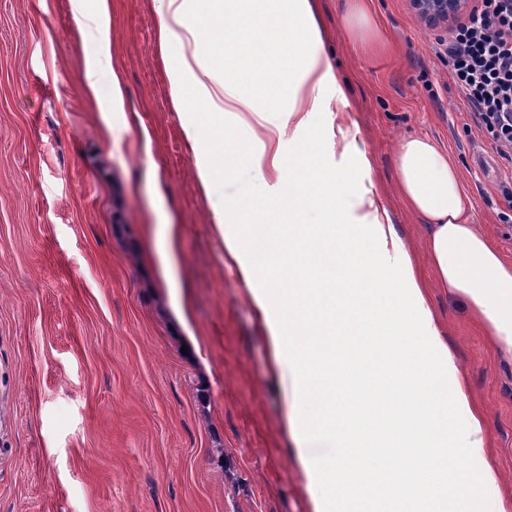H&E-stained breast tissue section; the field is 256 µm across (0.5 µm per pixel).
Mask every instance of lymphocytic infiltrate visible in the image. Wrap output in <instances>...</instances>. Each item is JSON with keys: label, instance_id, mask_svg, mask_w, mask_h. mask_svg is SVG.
<instances>
[{"label": "lymphocytic infiltrate", "instance_id": "f902f5d3", "mask_svg": "<svg viewBox=\"0 0 512 512\" xmlns=\"http://www.w3.org/2000/svg\"><path fill=\"white\" fill-rule=\"evenodd\" d=\"M448 65L497 152L512 160V0H481L453 30Z\"/></svg>", "mask_w": 512, "mask_h": 512}]
</instances>
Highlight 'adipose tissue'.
I'll return each instance as SVG.
<instances>
[{
  "mask_svg": "<svg viewBox=\"0 0 512 512\" xmlns=\"http://www.w3.org/2000/svg\"><path fill=\"white\" fill-rule=\"evenodd\" d=\"M158 39L169 48L185 38L199 39L203 26L198 0H157ZM112 0H98L93 19L97 35L86 66V92L107 96L108 109L122 99L117 75L98 78L97 64L112 57ZM277 34L304 66L284 84L279 99L257 106L226 83L211 84L205 55L177 58L170 76L171 96L183 105L187 91L215 113L235 115L256 138L248 167L276 177L270 208L282 215L279 258L292 285L291 304L282 303L274 283L255 263L271 242L249 241L224 232V258L247 278L273 352V369L291 401L286 424L295 462L307 480L311 512H512V490L505 488L490 453L482 409L431 310L426 286L390 214L365 179L368 156L354 171L329 173L313 168L310 185L295 183L291 171L304 157L289 159L281 148L284 125L310 126L324 108L323 88L336 87L337 129L343 151L358 150V122L347 112V98L336 69L322 55L316 0H289ZM282 112L281 121L270 118ZM398 194L427 228L424 253L438 287L462 295L500 352L512 359V263L480 232L465 204L457 165L422 136L402 137L395 153ZM327 332L336 344L324 349L310 336ZM397 349L389 378L401 403L393 431L375 445L397 443L416 449L418 480L400 482L391 496H379L372 473L357 466L352 449L366 447L357 430V412L371 402L359 380L375 364L379 341ZM347 401L332 405L334 391Z\"/></svg>",
  "mask_w": 512,
  "mask_h": 512,
  "instance_id": "ef3b65f1",
  "label": "adipose tissue"
}]
</instances>
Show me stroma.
Wrapping results in <instances>:
<instances>
[{
	"mask_svg": "<svg viewBox=\"0 0 512 512\" xmlns=\"http://www.w3.org/2000/svg\"><path fill=\"white\" fill-rule=\"evenodd\" d=\"M351 35L346 0H320L322 51L343 82L372 161L371 180L425 265V225L400 201L401 137H429L460 169L475 224L512 260V163L496 151L448 71L449 27L411 0H364ZM95 0H0V512H309L289 453L285 402L267 332L240 269L224 261V189L204 188L207 144H257L232 115L176 107L170 68L206 49L239 83L260 59L255 102L279 92L287 46L237 42L246 11L228 0L226 36L162 51L154 0H112L111 60L123 104L83 93ZM200 124L186 131L188 113ZM318 162L354 167L335 111L314 112ZM180 227L179 263L161 267V227ZM448 345L484 408L512 488V364L467 301L430 286ZM186 317L198 342L184 350Z\"/></svg>",
	"mask_w": 512,
	"mask_h": 512,
	"instance_id": "1",
	"label": "stroma"
}]
</instances>
